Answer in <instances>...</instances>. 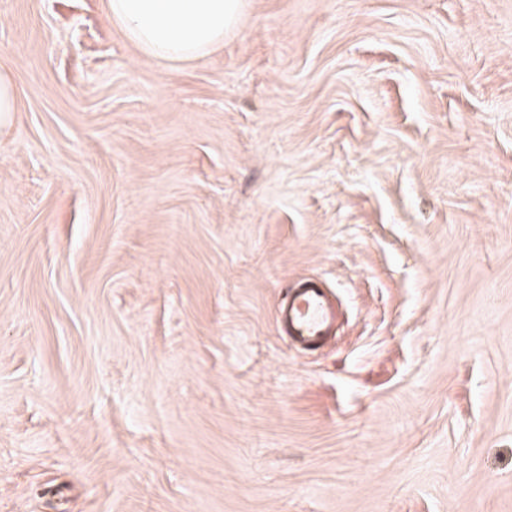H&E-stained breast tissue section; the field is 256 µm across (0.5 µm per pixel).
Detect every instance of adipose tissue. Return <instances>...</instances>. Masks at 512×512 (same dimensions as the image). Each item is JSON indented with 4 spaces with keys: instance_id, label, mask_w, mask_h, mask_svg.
I'll use <instances>...</instances> for the list:
<instances>
[{
    "instance_id": "obj_1",
    "label": "adipose tissue",
    "mask_w": 512,
    "mask_h": 512,
    "mask_svg": "<svg viewBox=\"0 0 512 512\" xmlns=\"http://www.w3.org/2000/svg\"><path fill=\"white\" fill-rule=\"evenodd\" d=\"M248 0H105L112 25L144 56L188 63L216 51Z\"/></svg>"
}]
</instances>
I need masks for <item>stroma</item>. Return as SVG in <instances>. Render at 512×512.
I'll list each match as a JSON object with an SVG mask.
<instances>
[{"instance_id": "obj_1", "label": "stroma", "mask_w": 512, "mask_h": 512, "mask_svg": "<svg viewBox=\"0 0 512 512\" xmlns=\"http://www.w3.org/2000/svg\"><path fill=\"white\" fill-rule=\"evenodd\" d=\"M0 64V512H512V0H249L171 65L0 0ZM18 112V92L9 70L0 65V126L7 124ZM336 320V306L331 295L312 281L289 291L278 316L291 341L308 349H318L335 334Z\"/></svg>"}]
</instances>
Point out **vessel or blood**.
<instances>
[{
    "mask_svg": "<svg viewBox=\"0 0 512 512\" xmlns=\"http://www.w3.org/2000/svg\"><path fill=\"white\" fill-rule=\"evenodd\" d=\"M336 320V306L331 295L312 281L289 291L278 316L291 341L308 349L321 347L334 335Z\"/></svg>",
    "mask_w": 512,
    "mask_h": 512,
    "instance_id": "obj_1",
    "label": "vessel or blood"
}]
</instances>
